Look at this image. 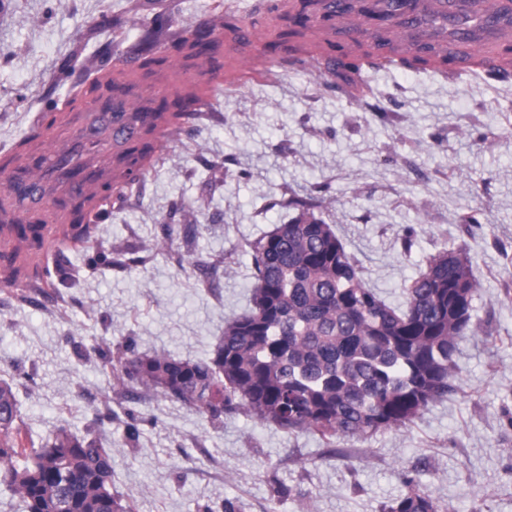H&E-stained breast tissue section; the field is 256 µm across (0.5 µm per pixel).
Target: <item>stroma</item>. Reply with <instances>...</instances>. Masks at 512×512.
Masks as SVG:
<instances>
[{
  "instance_id": "stroma-1",
  "label": "stroma",
  "mask_w": 512,
  "mask_h": 512,
  "mask_svg": "<svg viewBox=\"0 0 512 512\" xmlns=\"http://www.w3.org/2000/svg\"><path fill=\"white\" fill-rule=\"evenodd\" d=\"M252 0H5L0 5V150L24 136L46 101L120 59L143 21L192 24ZM71 61L73 78L56 74ZM336 94L304 72L217 95L176 135L155 170L98 230L103 245L140 248L87 269L59 262L80 287L59 297L0 288V378L18 388L33 438L67 426L112 450V486L136 512H380L419 481L447 512H512V80L455 82L397 69ZM322 202L366 283L400 306L427 260L458 252L479 288L471 330L455 354V389L411 423L325 444L242 408L219 418L153 397L123 368L102 371L72 347L112 345L199 359L246 312L253 285L247 244L290 211L284 189ZM200 210L189 227L188 207ZM477 214L475 224L465 223ZM169 233L165 254L154 248ZM412 247H405V238ZM121 405L95 424L105 393ZM135 428L137 441L126 437Z\"/></svg>"
}]
</instances>
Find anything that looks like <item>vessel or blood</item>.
I'll return each instance as SVG.
<instances>
[{
  "instance_id": "1",
  "label": "vessel or blood",
  "mask_w": 512,
  "mask_h": 512,
  "mask_svg": "<svg viewBox=\"0 0 512 512\" xmlns=\"http://www.w3.org/2000/svg\"><path fill=\"white\" fill-rule=\"evenodd\" d=\"M250 16H235L229 27L210 21L196 27L200 46L220 39L228 67L216 77L206 63L185 73L181 83L141 82L135 89L145 105L113 99L110 74L98 77L99 89L90 103L77 111L53 113V123L35 140L33 157L25 165L0 162V202L7 206V223L0 226V249L18 243V233L28 225L38 227L35 249L36 275L25 285L45 287L44 270L51 258L74 250L78 240L66 237V224L83 218L95 223L97 206L75 216L74 202L89 197L95 187L111 178L109 158L139 152L145 131L154 122L153 106L167 100L179 103L189 115L203 108L201 100L187 97L183 84L207 88L219 83L245 87L262 81L272 62L288 53L287 43L274 40L270 27L291 10L294 0H255ZM309 23L322 29L329 44L309 64L333 75L348 64L356 42L367 43L371 58L386 64L406 53L434 50L448 57L446 71L455 77L471 71L474 60L496 71L504 49L512 43V0H316Z\"/></svg>"
}]
</instances>
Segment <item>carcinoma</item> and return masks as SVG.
<instances>
[{"mask_svg":"<svg viewBox=\"0 0 512 512\" xmlns=\"http://www.w3.org/2000/svg\"><path fill=\"white\" fill-rule=\"evenodd\" d=\"M314 0H298L276 37H306ZM181 69L197 65L194 44H172ZM165 60L144 58L142 79L168 73ZM418 73L444 75L427 57L403 61ZM159 116L175 129L184 123L177 104L162 102ZM272 205L291 209L284 224L249 244L253 287L248 311L224 326L202 359L127 348L93 349L103 370L124 368L147 392L175 398L199 411L241 406L286 432L367 436L398 428L448 395L454 356L471 330L479 288L469 260L456 253L431 258L407 290L404 307H393L365 282L356 260L316 208L297 197ZM21 283L27 267L13 252L0 253ZM112 263V248L85 257L93 269ZM15 379L0 380V484L23 512H134L133 500L112 489V449L67 427L35 443L21 416ZM381 512H444L412 480Z\"/></svg>","mask_w":512,"mask_h":512,"instance_id":"cac0c4a2","label":"carcinoma"}]
</instances>
